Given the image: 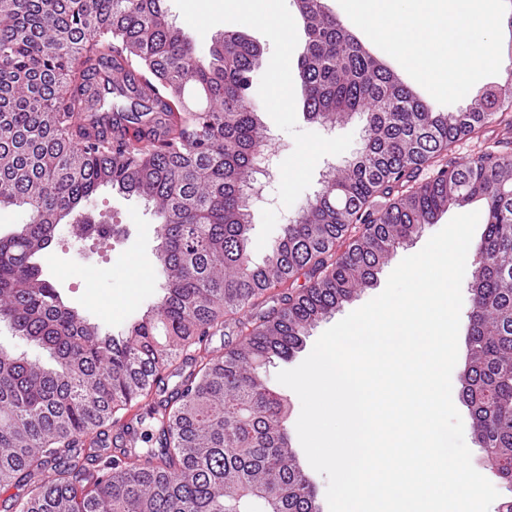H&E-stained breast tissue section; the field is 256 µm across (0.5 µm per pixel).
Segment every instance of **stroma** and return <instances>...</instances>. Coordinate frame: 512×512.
Masks as SVG:
<instances>
[{"instance_id":"35a3bbf8","label":"stroma","mask_w":512,"mask_h":512,"mask_svg":"<svg viewBox=\"0 0 512 512\" xmlns=\"http://www.w3.org/2000/svg\"><path fill=\"white\" fill-rule=\"evenodd\" d=\"M278 2L280 11L290 20V37L284 45L270 35L264 24L253 19L246 0H166L170 20L196 41L200 51H208L212 34L227 25L244 33L261 48L262 64L250 93L260 106L273 167L270 175L263 179L266 201L257 205L253 212L252 258L257 262L261 261L266 246L279 236L288 216L294 215L300 203L318 189L328 167L350 158L362 136V124L355 118L333 128L308 120L303 112L301 84L296 77L288 79L287 103L282 105L275 101L272 93L275 62L283 56L289 66H296L304 45L303 23L293 0ZM230 11L234 12L235 19L228 24L224 15ZM312 147L317 148V155L310 162H303L304 153ZM84 210L123 225V237L109 248L88 240L78 249L63 234H56L50 247L54 259L66 262L83 252L92 255L96 264L66 270L59 279L55 278L50 265H43L42 271L46 278L55 279L66 303L98 325L102 334L117 336L142 308L155 302L163 292L165 277L156 261L160 219L152 204L143 198L126 197L108 187L91 196ZM450 219V214H443L437 223L426 225L418 236L398 249L379 271L376 284L345 304L334 318L322 321L311 330L307 345H314L335 320L343 319L381 293L394 267L406 256L420 251Z\"/></svg>"}]
</instances>
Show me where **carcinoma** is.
Listing matches in <instances>:
<instances>
[{"mask_svg":"<svg viewBox=\"0 0 512 512\" xmlns=\"http://www.w3.org/2000/svg\"><path fill=\"white\" fill-rule=\"evenodd\" d=\"M162 2L0 0V206L29 213L0 235V318L54 361L0 349V489L23 490L6 512H320L287 399L262 368L302 351L425 225L476 201L461 392L487 469L512 493V154L455 151L512 127V51L503 83L440 112L323 0H294L303 112L330 127L358 114L364 138L258 264L249 203L266 150L248 90L260 50L226 29L202 56ZM105 186L161 218L164 293L117 337L66 305L38 262ZM226 324L238 342L217 354L208 340ZM186 367L183 389L162 397ZM132 411L150 421L144 447L91 451Z\"/></svg>","mask_w":512,"mask_h":512,"instance_id":"cac0c4a2","label":"carcinoma"}]
</instances>
